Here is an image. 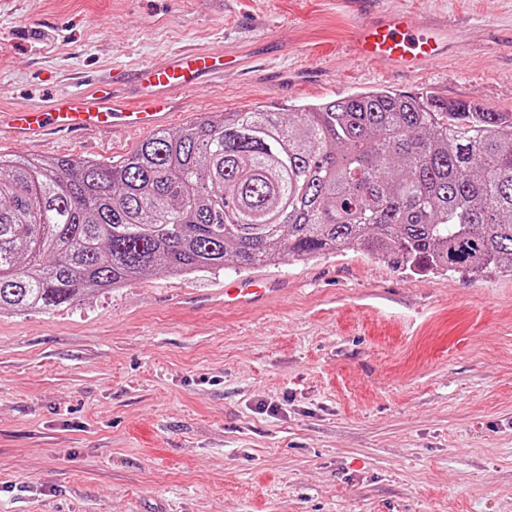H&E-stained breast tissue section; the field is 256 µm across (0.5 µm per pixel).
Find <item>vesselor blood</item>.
<instances>
[{
    "label": "vessel or blood",
    "mask_w": 512,
    "mask_h": 512,
    "mask_svg": "<svg viewBox=\"0 0 512 512\" xmlns=\"http://www.w3.org/2000/svg\"><path fill=\"white\" fill-rule=\"evenodd\" d=\"M352 53L364 61H376L391 70L416 71L448 54V28L405 10L360 23ZM242 60L230 53L189 48L173 53L161 65L134 69L132 83L143 97L139 109L128 110L107 89L89 94L61 95L44 107H20L0 113V131L21 141H35L52 129L103 131L117 128H162L166 109L174 96H188L202 81L240 68ZM281 284L260 277L243 279L224 289V306L247 309L280 294Z\"/></svg>",
    "instance_id": "vessel-or-blood-1"
}]
</instances>
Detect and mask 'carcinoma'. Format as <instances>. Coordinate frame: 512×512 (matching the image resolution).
Instances as JSON below:
<instances>
[{"label":"carcinoma","mask_w":512,"mask_h":512,"mask_svg":"<svg viewBox=\"0 0 512 512\" xmlns=\"http://www.w3.org/2000/svg\"><path fill=\"white\" fill-rule=\"evenodd\" d=\"M359 247L512 267V112L373 89L195 120L108 163L0 154V310Z\"/></svg>","instance_id":"carcinoma-1"}]
</instances>
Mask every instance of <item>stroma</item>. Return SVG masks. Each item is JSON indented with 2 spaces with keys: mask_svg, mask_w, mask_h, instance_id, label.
<instances>
[{
  "mask_svg": "<svg viewBox=\"0 0 512 512\" xmlns=\"http://www.w3.org/2000/svg\"><path fill=\"white\" fill-rule=\"evenodd\" d=\"M395 9L448 24L447 57L352 56L355 25ZM201 46L248 67L175 101L166 130L378 88L512 112V0H6L0 111L101 82L134 109L131 70ZM143 139L0 153L109 161ZM252 274L288 287L203 303ZM0 512H512V272L414 275L358 249L2 311Z\"/></svg>",
  "mask_w": 512,
  "mask_h": 512,
  "instance_id": "1",
  "label": "stroma"
}]
</instances>
